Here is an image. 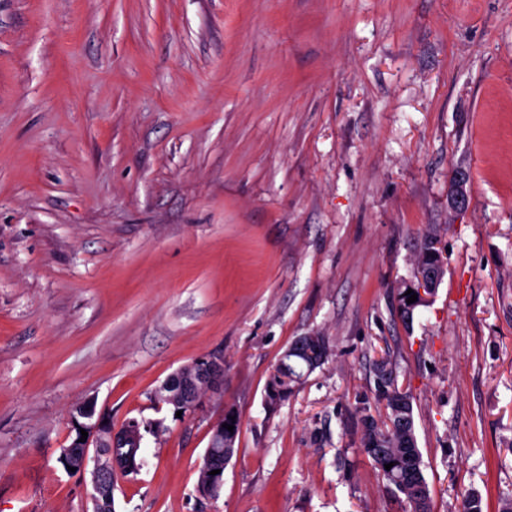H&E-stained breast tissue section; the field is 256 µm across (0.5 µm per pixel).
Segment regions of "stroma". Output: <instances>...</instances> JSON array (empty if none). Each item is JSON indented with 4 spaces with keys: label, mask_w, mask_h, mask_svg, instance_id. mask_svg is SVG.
I'll return each mask as SVG.
<instances>
[{
    "label": "stroma",
    "mask_w": 512,
    "mask_h": 512,
    "mask_svg": "<svg viewBox=\"0 0 512 512\" xmlns=\"http://www.w3.org/2000/svg\"><path fill=\"white\" fill-rule=\"evenodd\" d=\"M465 174L468 205L451 210ZM447 250L412 321L424 239ZM327 359L277 407L298 337ZM218 352L224 386L154 393ZM432 512L512 497V0H0V512H89L92 400L157 423L115 512H402L360 451L377 365ZM241 416L217 499L198 464ZM298 342H301L302 354H299L298 357L288 358L287 367H281L278 364L269 378L266 386V401L270 406L279 405L291 393L293 389L291 383H296L301 379L303 368L309 372L319 366L313 367L312 357L307 355L306 350L314 354H317L318 350L328 353L326 338L321 334L301 336L294 343Z\"/></svg>",
    "instance_id": "stroma-1"
}]
</instances>
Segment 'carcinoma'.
Masks as SVG:
<instances>
[{
    "instance_id": "cac0c4a2",
    "label": "carcinoma",
    "mask_w": 512,
    "mask_h": 512,
    "mask_svg": "<svg viewBox=\"0 0 512 512\" xmlns=\"http://www.w3.org/2000/svg\"><path fill=\"white\" fill-rule=\"evenodd\" d=\"M443 258L442 252L437 248V241L433 238L426 240L417 256L416 274H421L435 259ZM304 353L288 359V366H276L266 386V401L270 406L279 405L292 391V384L298 382L303 376V370H313L311 356L307 352L317 353L319 350H328L326 338L320 334H311L298 338ZM376 398L384 405V419L377 420L373 415H362V434L360 446L367 458L371 459L379 470L380 476L387 484L395 487L396 491L404 497L409 512H431V501L423 502L416 491L414 467L404 450L407 440L406 431L398 424L395 413L400 402L412 405L410 397L395 387L392 371L383 369L378 377L375 391ZM113 451L126 454L130 460L129 473L137 472L141 448H132L130 443L117 441ZM394 463L391 469H385L388 463ZM459 512H483L480 494L471 490L463 494Z\"/></svg>"
}]
</instances>
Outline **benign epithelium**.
<instances>
[{
	"label": "benign epithelium",
	"instance_id": "1",
	"mask_svg": "<svg viewBox=\"0 0 512 512\" xmlns=\"http://www.w3.org/2000/svg\"><path fill=\"white\" fill-rule=\"evenodd\" d=\"M465 178L459 177L454 192L450 196L449 205L457 211L465 207L467 194L464 188ZM444 267L438 262L429 267L418 278V294L425 297V293L434 292L443 278ZM224 383V356L213 353L204 359V363L197 366H186L170 376L161 386V389L171 392L169 401L176 406L188 407L190 402L198 398L201 390L212 392L219 390ZM82 428L88 432L86 441L74 440L67 448L61 449L60 461L63 466L74 467L79 474H89L91 493L90 500L93 512H112V488L117 476L125 473L126 460L114 453L110 445L117 435L135 445L139 444L142 434L136 427L125 428L124 432L117 430L106 431L102 429L101 422L84 424ZM233 452H217L207 448L204 459L212 470H221L214 475V481L207 487L198 488L200 496L207 499H216L223 482L222 469L231 459Z\"/></svg>",
	"mask_w": 512,
	"mask_h": 512
}]
</instances>
